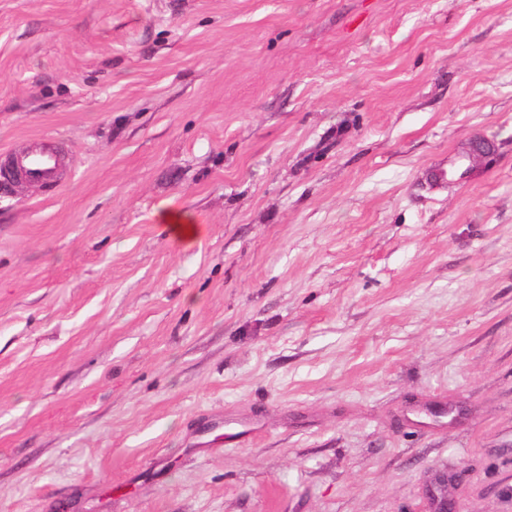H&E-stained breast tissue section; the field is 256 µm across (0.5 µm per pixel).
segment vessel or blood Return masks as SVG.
I'll use <instances>...</instances> for the list:
<instances>
[{"label":"vessel or blood","instance_id":"b4317fda","mask_svg":"<svg viewBox=\"0 0 512 512\" xmlns=\"http://www.w3.org/2000/svg\"><path fill=\"white\" fill-rule=\"evenodd\" d=\"M67 156L63 142L44 136L31 137L20 146L0 149V176L56 188L67 176Z\"/></svg>","mask_w":512,"mask_h":512}]
</instances>
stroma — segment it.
<instances>
[{"mask_svg": "<svg viewBox=\"0 0 512 512\" xmlns=\"http://www.w3.org/2000/svg\"><path fill=\"white\" fill-rule=\"evenodd\" d=\"M34 135L0 512H512V0H0ZM68 152L63 142L48 137H31L20 146L0 150V176L54 189L65 182Z\"/></svg>", "mask_w": 512, "mask_h": 512, "instance_id": "1", "label": "stroma"}]
</instances>
